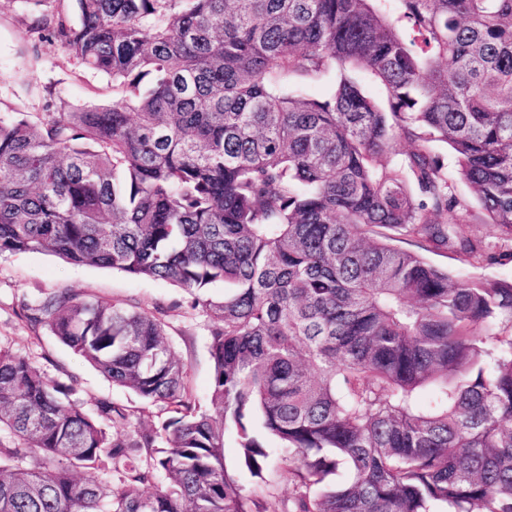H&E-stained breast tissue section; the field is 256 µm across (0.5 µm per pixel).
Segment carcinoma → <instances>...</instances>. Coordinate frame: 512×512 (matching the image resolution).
<instances>
[{"label":"carcinoma","mask_w":512,"mask_h":512,"mask_svg":"<svg viewBox=\"0 0 512 512\" xmlns=\"http://www.w3.org/2000/svg\"><path fill=\"white\" fill-rule=\"evenodd\" d=\"M22 2L112 101L0 117V255L184 289L212 322V375L204 408L146 311L70 292L26 305L166 419L87 408L0 348V512H512V281L391 244L495 260L458 235L470 205L436 144L512 240V0ZM331 72L326 97L295 89ZM398 139L414 149L382 161ZM248 412L294 478L281 504L225 465L233 425L263 477Z\"/></svg>","instance_id":"1"}]
</instances>
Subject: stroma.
Returning a JSON list of instances; mask_svg holds the SVG:
<instances>
[{"label":"stroma","instance_id":"1","mask_svg":"<svg viewBox=\"0 0 512 512\" xmlns=\"http://www.w3.org/2000/svg\"><path fill=\"white\" fill-rule=\"evenodd\" d=\"M29 14L22 0H0V110L36 113L49 102L72 105L105 104L112 90L104 77L79 68L60 45L32 44ZM460 236L480 240L500 262L479 268L491 280H512V242L499 239L491 225L459 224ZM70 291L83 297L144 310L165 324L168 343L185 364L188 385L200 404H207L211 362L207 350L209 320L191 306L190 295L168 282L135 280L124 274L89 266H74L48 254L0 255V348L27 353L50 375H69L83 401L99 397L140 406L135 395L112 385L49 332L31 330L21 317L23 304L50 294ZM245 493L271 501L287 500L294 485L280 458H272L265 481L241 475Z\"/></svg>","mask_w":512,"mask_h":512}]
</instances>
